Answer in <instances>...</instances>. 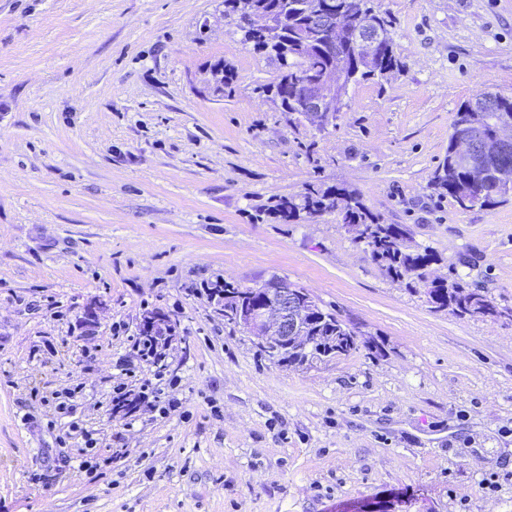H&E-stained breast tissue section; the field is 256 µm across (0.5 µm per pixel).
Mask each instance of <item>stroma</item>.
<instances>
[{
	"instance_id": "1",
	"label": "stroma",
	"mask_w": 512,
	"mask_h": 512,
	"mask_svg": "<svg viewBox=\"0 0 512 512\" xmlns=\"http://www.w3.org/2000/svg\"><path fill=\"white\" fill-rule=\"evenodd\" d=\"M378 3L403 67L320 132L261 93L279 65L224 0H0V512H512V318L432 309L338 214L266 210L356 190L431 276L512 308V201L428 187L459 107L512 95V0ZM274 275L358 351L286 366L228 332L204 285ZM151 311L177 404L128 418L112 390ZM77 384L92 481L55 413Z\"/></svg>"
}]
</instances>
